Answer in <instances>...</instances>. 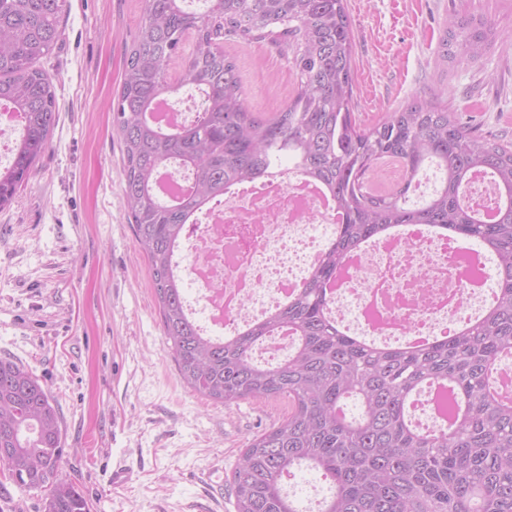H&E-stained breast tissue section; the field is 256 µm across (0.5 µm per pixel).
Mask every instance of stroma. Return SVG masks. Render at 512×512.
<instances>
[{
  "mask_svg": "<svg viewBox=\"0 0 512 512\" xmlns=\"http://www.w3.org/2000/svg\"><path fill=\"white\" fill-rule=\"evenodd\" d=\"M357 122L435 98L496 142L512 143V0H347ZM142 0H68L40 67L56 92L50 144L0 209V359L46 385L64 440L61 473L90 512H235L241 451L284 400L214 403L181 379L162 332L148 261L124 206L112 100ZM485 17L498 36L480 63L441 64L449 16ZM251 112L271 116L297 90L275 43L224 45ZM128 472L116 483L117 469ZM0 465V512H43Z\"/></svg>",
  "mask_w": 512,
  "mask_h": 512,
  "instance_id": "1",
  "label": "stroma"
}]
</instances>
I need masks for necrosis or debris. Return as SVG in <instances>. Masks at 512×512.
I'll return each instance as SVG.
<instances>
[{
    "label": "necrosis or debris",
    "mask_w": 512,
    "mask_h": 512,
    "mask_svg": "<svg viewBox=\"0 0 512 512\" xmlns=\"http://www.w3.org/2000/svg\"><path fill=\"white\" fill-rule=\"evenodd\" d=\"M336 216L292 188L209 208L206 224L191 226L176 253V271L195 293L186 308L205 311L211 328L230 331L279 304L289 286L303 282ZM490 267L478 277L458 269L453 244L411 227L407 240L378 245L344 279L332 310L377 331H435L474 311L491 288Z\"/></svg>",
    "instance_id": "obj_1"
}]
</instances>
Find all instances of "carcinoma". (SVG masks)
<instances>
[{"instance_id": "obj_1", "label": "carcinoma", "mask_w": 512, "mask_h": 512, "mask_svg": "<svg viewBox=\"0 0 512 512\" xmlns=\"http://www.w3.org/2000/svg\"><path fill=\"white\" fill-rule=\"evenodd\" d=\"M143 13L113 98L112 125L122 144L123 195L146 256L163 336L183 381L231 406L286 399L280 422L243 449L230 487L236 512H305L285 483L306 468L330 494L316 512H512V404L487 392L489 372L512 351V145L492 141L437 100H416L364 129L352 112L354 40L346 0H143ZM68 0H0V103L23 116L25 131L11 168L0 172V208L12 203L47 149L57 122L54 85L38 62L58 38ZM193 35L177 81L171 57ZM497 36L494 24L453 17L440 60L478 62ZM282 42L299 80L277 113L248 110L226 40ZM189 88L198 116L173 130L150 122L155 101ZM404 171L389 192L369 193L364 176L378 160ZM171 159L194 180L163 200L155 179ZM432 169V193L410 202L420 174ZM297 173L325 186L343 221L288 302L232 335L203 333L186 309L173 256L202 206L272 172ZM475 172L496 186V214L478 219L461 202ZM392 224L444 226L496 264V301L448 339L416 351L366 343L333 316L326 290L347 258ZM295 336L288 357L253 359L273 333ZM436 383L450 387L448 424H414L415 397ZM16 484L45 493L44 512H90L60 477L59 416L41 380L0 359V449Z\"/></svg>"}]
</instances>
